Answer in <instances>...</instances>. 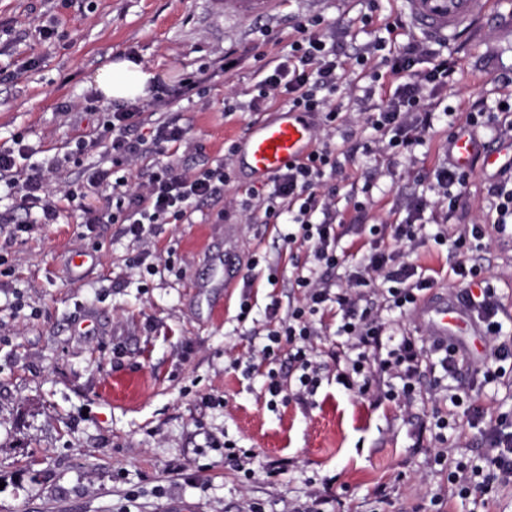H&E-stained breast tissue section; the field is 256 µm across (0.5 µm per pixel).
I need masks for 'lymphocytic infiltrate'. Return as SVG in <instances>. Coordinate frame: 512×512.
Wrapping results in <instances>:
<instances>
[{"mask_svg": "<svg viewBox=\"0 0 512 512\" xmlns=\"http://www.w3.org/2000/svg\"><path fill=\"white\" fill-rule=\"evenodd\" d=\"M294 37L289 51L277 64H262L259 81L250 102L252 111H262L270 99L280 98L288 108L308 113L313 127L326 130L328 137L314 147L302 161L288 164L270 179L271 189L263 199L266 223L287 219L290 228L282 234L284 242L303 249L305 260L295 263L294 284L302 289L304 302L289 309L286 320L268 330L261 349L268 364L266 391L279 398L285 391L284 378L275 363L282 345L292 349L291 360L298 372L296 395L307 400L315 395L323 377L315 359L311 339L316 336L315 318L331 312L338 316L337 336L344 339L343 352L336 355V381L358 395L412 403L421 395L420 385L425 351L437 353V364L444 377L460 369V350L438 337L417 336L392 330L383 321L382 312H403L415 306L432 280L417 266L401 261V249L422 237L420 219L431 203L447 205L456 211L464 195L468 174L454 163L436 169L431 177L430 196L418 197L408 207L404 220L391 227L392 248L375 249L358 261L347 287L320 277L318 269H336L340 263L336 241V209L321 191L323 182L335 179L342 167L341 149L331 142L340 113L332 103L344 74L345 63L336 51V37L326 31L316 16L293 21ZM378 57L381 67L372 71V81L390 79L388 93L371 108L366 126L372 131L373 146L398 153H409L423 144L432 129L435 113L430 105L435 93L453 86L457 66L453 57L411 42L399 49H388L385 40H376L367 53L357 57L359 68H367L371 57ZM429 57L426 71H417L421 57ZM241 63L235 51H227L223 60L212 67H202L188 74L174 90L157 84L155 97L181 98L197 92L202 85L234 71ZM143 109L134 104H115L108 109V119L97 134L107 144L110 167H93L83 175L79 191L66 193L67 202L84 214L87 227L97 224L123 225L126 234L142 238L151 226L172 224L190 215L202 200L217 196L234 175L228 162L203 166L193 172L179 171L167 161L170 145L187 139V130L173 121L156 122L149 133H142ZM22 138L12 146L0 147V182H8L20 194L24 210L40 209V223L53 224L58 207L50 199L40 168L20 176L18 161L25 158ZM155 158L137 187H130L133 163ZM112 190V202L104 209L91 199L102 187ZM465 306L495 338V369L485 370L484 379L505 378V362H512V336L503 337L497 319L496 291L484 286L479 293L465 292ZM472 426L478 427L483 442L479 460L453 457L444 434L448 421L435 416L432 439L441 449L434 461L446 467L448 481L459 497L483 501L498 489L512 485V413H500L492 422L474 414Z\"/></svg>", "mask_w": 512, "mask_h": 512, "instance_id": "1", "label": "lymphocytic infiltrate"}]
</instances>
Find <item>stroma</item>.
<instances>
[{"label":"stroma","instance_id":"stroma-1","mask_svg":"<svg viewBox=\"0 0 512 512\" xmlns=\"http://www.w3.org/2000/svg\"><path fill=\"white\" fill-rule=\"evenodd\" d=\"M295 15L323 17L335 34L346 71L334 104L360 142L369 132L352 102L367 84L357 53L384 34L396 47L423 39L398 0H276L255 17L224 14L215 0H0V146L23 136L29 162L41 166L76 157L46 176L61 205L57 223L17 236L0 226V512H313L327 492L336 512H469L447 471L432 464V442L417 435L440 410L450 422L449 447L474 457L481 437L470 413L490 418L512 409V381L487 384L475 374L492 365L493 340L474 319L454 338L464 364L450 386L462 407L428 387L412 406L345 390L332 357L336 318L327 313L312 340L325 365L320 388L307 403L290 394L272 408L255 331L270 306L283 318L301 301L292 286L301 252L264 223V181L236 169L220 198L138 240L118 224L85 233L80 212L64 202V191L104 160L88 139L105 118L91 83L97 70L129 57L173 88L227 50L243 58L241 70L197 96L139 101L153 120L187 129L188 143L169 153L191 172L222 160L253 122L281 109L277 98L262 114L247 105L259 60L287 54ZM47 21L54 24L49 39L39 33ZM437 49L456 59L457 82L433 98L439 115L425 144L409 155L350 154L336 177L337 250L345 256L335 271L339 285L378 247L372 225L401 221L411 201L427 194V177L447 162L448 135L465 125L472 103L499 99L500 77L512 75V0H493L465 38ZM493 177L474 168L456 214L425 211L426 235L404 248L403 259L434 284L415 307L392 313V323L426 336L432 303L461 306L465 287L432 235L441 224L491 220ZM368 178L373 203L359 211L352 191ZM78 255L83 265H73ZM481 255L498 318L512 333V233L490 230ZM245 299L252 310L243 321ZM224 438L255 450L253 477L212 448ZM277 466L281 475L267 477ZM380 485L388 502L375 497Z\"/></svg>","mask_w":512,"mask_h":512}]
</instances>
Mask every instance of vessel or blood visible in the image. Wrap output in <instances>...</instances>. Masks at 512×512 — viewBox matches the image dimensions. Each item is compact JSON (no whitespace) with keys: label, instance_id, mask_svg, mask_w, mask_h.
Masks as SVG:
<instances>
[{"label":"vessel or blood","instance_id":"obj_1","mask_svg":"<svg viewBox=\"0 0 512 512\" xmlns=\"http://www.w3.org/2000/svg\"><path fill=\"white\" fill-rule=\"evenodd\" d=\"M273 0H223L225 10L248 15L268 11ZM489 0H402L401 11L427 38L443 41L459 37L468 27L482 20ZM312 124L307 113L280 110L272 120H258L240 143L237 155L249 174L257 180L272 177L289 163L305 158L312 150ZM453 154L459 168L498 165L501 152L480 150L475 140L457 134Z\"/></svg>","mask_w":512,"mask_h":512}]
</instances>
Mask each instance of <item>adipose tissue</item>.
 Returning <instances> with one entry per match:
<instances>
[{"label":"adipose tissue","mask_w":512,"mask_h":512,"mask_svg":"<svg viewBox=\"0 0 512 512\" xmlns=\"http://www.w3.org/2000/svg\"><path fill=\"white\" fill-rule=\"evenodd\" d=\"M156 81L153 72L127 59H116L93 77L96 92L109 101H133L146 97Z\"/></svg>","instance_id":"adipose-tissue-1"}]
</instances>
